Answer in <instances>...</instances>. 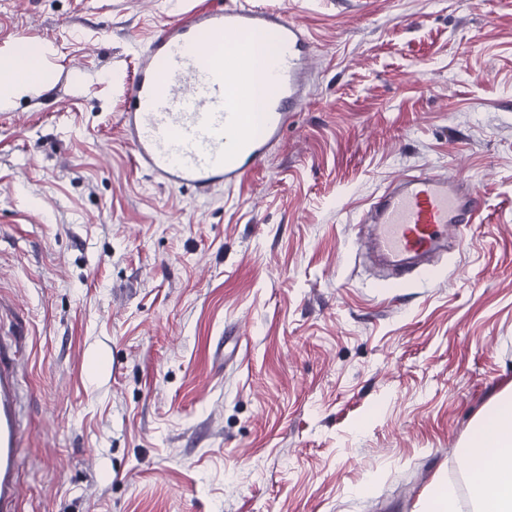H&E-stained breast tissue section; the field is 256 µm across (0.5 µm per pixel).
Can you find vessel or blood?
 <instances>
[{
	"instance_id": "vessel-or-blood-1",
	"label": "vessel or blood",
	"mask_w": 512,
	"mask_h": 512,
	"mask_svg": "<svg viewBox=\"0 0 512 512\" xmlns=\"http://www.w3.org/2000/svg\"><path fill=\"white\" fill-rule=\"evenodd\" d=\"M272 29L281 52L268 64L270 92L260 121L245 112L244 64L227 65L219 49L247 33ZM311 45L301 25L249 4L193 8L163 26L125 93L123 130L138 160L165 184L204 195L231 186L261 163L289 116L304 103L300 74ZM485 205L460 174L408 175L360 215L371 246L398 270L438 252L450 233L474 223ZM19 376L10 344L0 339V512H15L18 450L27 433L17 413Z\"/></svg>"
}]
</instances>
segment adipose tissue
Listing matches in <instances>:
<instances>
[{
	"label": "adipose tissue",
	"instance_id": "obj_1",
	"mask_svg": "<svg viewBox=\"0 0 512 512\" xmlns=\"http://www.w3.org/2000/svg\"><path fill=\"white\" fill-rule=\"evenodd\" d=\"M250 74L244 95L256 112L266 89V66L278 52L274 33L247 36L228 47ZM46 55L18 44L0 52V102L7 104L33 92L47 78ZM460 460L470 477L472 512H512V385L493 408L472 426Z\"/></svg>",
	"mask_w": 512,
	"mask_h": 512
}]
</instances>
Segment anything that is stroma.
Wrapping results in <instances>:
<instances>
[{"instance_id":"1","label":"stroma","mask_w":512,"mask_h":512,"mask_svg":"<svg viewBox=\"0 0 512 512\" xmlns=\"http://www.w3.org/2000/svg\"><path fill=\"white\" fill-rule=\"evenodd\" d=\"M212 2L0 0V49L56 50L0 105L17 512H420L512 383V0H249L316 65L264 161L201 197L121 113L152 36ZM421 169L485 210L391 288L355 219Z\"/></svg>"}]
</instances>
